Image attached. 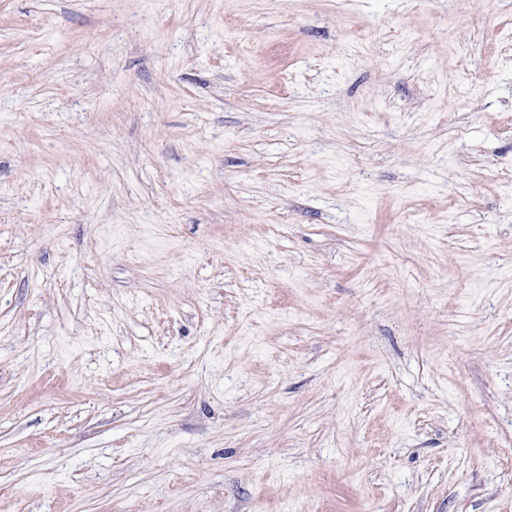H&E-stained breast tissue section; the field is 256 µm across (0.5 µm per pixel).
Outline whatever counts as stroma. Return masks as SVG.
I'll return each instance as SVG.
<instances>
[{"instance_id": "1", "label": "stroma", "mask_w": 512, "mask_h": 512, "mask_svg": "<svg viewBox=\"0 0 512 512\" xmlns=\"http://www.w3.org/2000/svg\"><path fill=\"white\" fill-rule=\"evenodd\" d=\"M0 512H512V0H0Z\"/></svg>"}]
</instances>
